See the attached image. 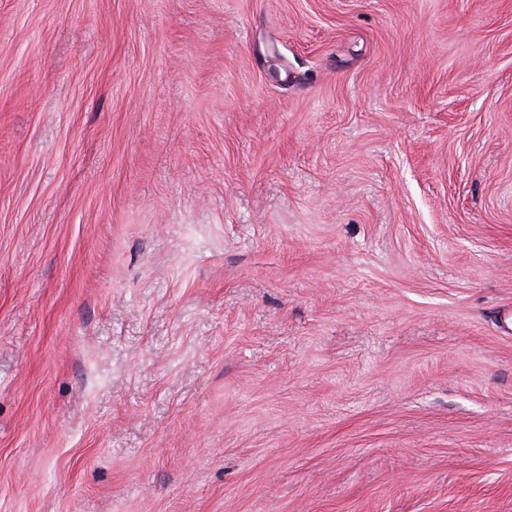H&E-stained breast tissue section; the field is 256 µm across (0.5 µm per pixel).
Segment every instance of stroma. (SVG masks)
Returning a JSON list of instances; mask_svg holds the SVG:
<instances>
[{
	"instance_id": "35a3bbf8",
	"label": "stroma",
	"mask_w": 512,
	"mask_h": 512,
	"mask_svg": "<svg viewBox=\"0 0 512 512\" xmlns=\"http://www.w3.org/2000/svg\"><path fill=\"white\" fill-rule=\"evenodd\" d=\"M0 512H512V0H0Z\"/></svg>"
}]
</instances>
